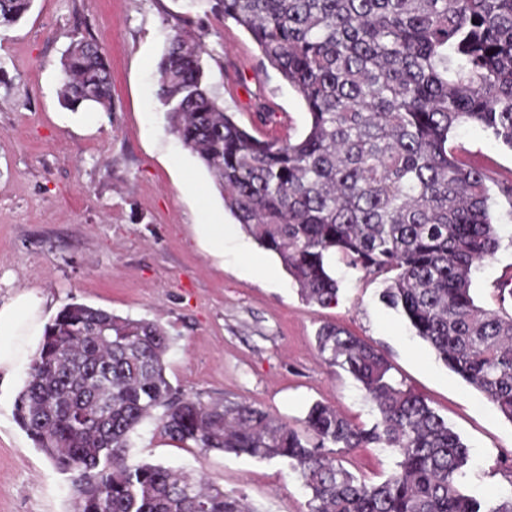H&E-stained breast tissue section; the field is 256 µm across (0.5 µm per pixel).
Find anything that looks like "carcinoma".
Returning a JSON list of instances; mask_svg holds the SVG:
<instances>
[{
	"label": "carcinoma",
	"mask_w": 512,
	"mask_h": 512,
	"mask_svg": "<svg viewBox=\"0 0 512 512\" xmlns=\"http://www.w3.org/2000/svg\"><path fill=\"white\" fill-rule=\"evenodd\" d=\"M255 41L308 114L295 140H261L224 110L207 81L204 35L174 33L155 96L182 145L213 175L225 207L280 259L309 303L336 302L327 256L393 272L385 302L438 360L512 422V315L477 305L471 274L500 248L496 184L456 154L471 124L512 151V0H201ZM33 0H0V27ZM61 96L73 111H112L108 57L83 36L66 49ZM170 346L155 320L82 303L45 326L17 417L49 460L74 473V512H249L203 479L133 461L138 427L162 410L163 432L205 451L279 459L308 491V512H512L461 489L468 447L418 395L396 387L385 357L325 326L322 360L362 384L379 418L368 429L313 404L302 434L245 402L204 404L166 376ZM389 448L396 469L368 483L338 455Z\"/></svg>",
	"instance_id": "1"
}]
</instances>
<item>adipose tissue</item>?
Segmentation results:
<instances>
[{"label":"adipose tissue","mask_w":512,"mask_h":512,"mask_svg":"<svg viewBox=\"0 0 512 512\" xmlns=\"http://www.w3.org/2000/svg\"><path fill=\"white\" fill-rule=\"evenodd\" d=\"M43 306V299L30 292L0 305V375L10 376L29 357L34 339L44 332Z\"/></svg>","instance_id":"obj_1"}]
</instances>
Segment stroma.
Masks as SVG:
<instances>
[{
	"instance_id": "1",
	"label": "stroma",
	"mask_w": 512,
	"mask_h": 512,
	"mask_svg": "<svg viewBox=\"0 0 512 512\" xmlns=\"http://www.w3.org/2000/svg\"><path fill=\"white\" fill-rule=\"evenodd\" d=\"M185 24L203 34L210 82L241 126L262 139L304 132L308 115L297 93L243 28L205 7L33 0L19 22L0 28V304L32 291L47 299L46 321L71 302L159 321L172 338L165 363L173 387L206 404L249 402L298 430L316 402L358 426L375 421L361 384L318 356L319 328L338 327L384 355L393 378L460 435L469 461L459 482L470 495H512V422L382 302L384 276L333 254L336 303L306 302L172 133L155 98L157 63ZM81 35L94 37L110 61L111 111L74 112L61 103L62 55ZM261 108L268 121L259 119ZM453 143L466 163L512 182V151L479 128H459ZM210 215L232 231L220 253L203 228ZM493 216L501 245L473 271L471 294L483 308L512 314V300L501 297L512 283V209L498 203ZM27 371L20 365L0 390V512H74L70 476L17 422ZM131 456L194 473L243 497L253 512H307L308 494L287 464L186 446L155 419L139 427ZM342 460L374 483L395 464L383 448H356Z\"/></svg>"
}]
</instances>
